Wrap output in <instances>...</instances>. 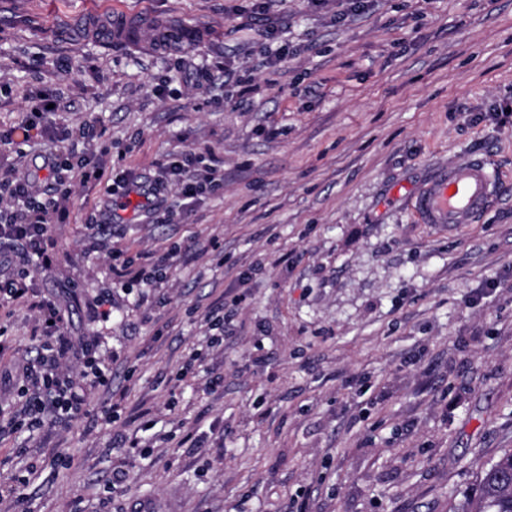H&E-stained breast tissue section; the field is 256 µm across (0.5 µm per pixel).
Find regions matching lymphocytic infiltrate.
Masks as SVG:
<instances>
[{
	"label": "lymphocytic infiltrate",
	"mask_w": 512,
	"mask_h": 512,
	"mask_svg": "<svg viewBox=\"0 0 512 512\" xmlns=\"http://www.w3.org/2000/svg\"><path fill=\"white\" fill-rule=\"evenodd\" d=\"M51 137L61 143L80 140L89 147L88 153L75 161L59 151L45 156L44 164L53 175L55 188L41 191L27 180L0 174V244H14L21 250L16 258L0 255V267H11L7 273L0 270V300L25 305L36 319L32 335L36 357L20 370L15 410L8 413L0 407V419H9L8 425L0 423V433L39 429L49 412L56 420L67 422L85 415V400L66 369L72 348L68 320L61 304L38 296L35 279L57 260L55 225L70 219L64 184L76 181L94 186H129L139 180L138 173L131 169L112 173L103 152L96 149L102 133L94 123L65 126L52 132ZM223 181L221 167L202 163L200 156L189 151L163 164L151 187L158 190L171 186L184 198L195 199L220 187ZM181 251V246L175 245L139 263L123 250H111L112 278L116 283H134L148 290L162 287Z\"/></svg>",
	"instance_id": "obj_1"
}]
</instances>
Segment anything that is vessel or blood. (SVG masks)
<instances>
[{"label": "vessel or blood", "instance_id": "b4317fda", "mask_svg": "<svg viewBox=\"0 0 512 512\" xmlns=\"http://www.w3.org/2000/svg\"><path fill=\"white\" fill-rule=\"evenodd\" d=\"M496 189L497 182L485 162L467 159L443 168L421 185L410 206L425 224H471L488 208Z\"/></svg>", "mask_w": 512, "mask_h": 512}]
</instances>
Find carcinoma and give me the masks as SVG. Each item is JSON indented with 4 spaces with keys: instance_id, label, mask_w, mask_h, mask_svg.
Listing matches in <instances>:
<instances>
[{
    "instance_id": "carcinoma-1",
    "label": "carcinoma",
    "mask_w": 512,
    "mask_h": 512,
    "mask_svg": "<svg viewBox=\"0 0 512 512\" xmlns=\"http://www.w3.org/2000/svg\"><path fill=\"white\" fill-rule=\"evenodd\" d=\"M458 512H512V449L482 468L477 496L465 497Z\"/></svg>"
}]
</instances>
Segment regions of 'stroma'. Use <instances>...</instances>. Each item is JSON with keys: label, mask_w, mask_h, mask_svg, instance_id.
Instances as JSON below:
<instances>
[{"label": "stroma", "mask_w": 512, "mask_h": 512, "mask_svg": "<svg viewBox=\"0 0 512 512\" xmlns=\"http://www.w3.org/2000/svg\"><path fill=\"white\" fill-rule=\"evenodd\" d=\"M114 19L135 38L94 35ZM43 84L72 104L53 123L106 127L114 169L191 149L224 183L144 209L72 184L35 288L112 383L85 388L81 419L0 438V512H455L475 495L512 449V0H0V131ZM54 148L33 130L0 169L51 186ZM467 158L496 174L489 207L419 223L410 195ZM165 210L182 221L155 223ZM93 212L111 240L88 237ZM176 243L166 287L113 284L110 247ZM31 326L15 309L2 405Z\"/></svg>", "instance_id": "stroma-1"}]
</instances>
